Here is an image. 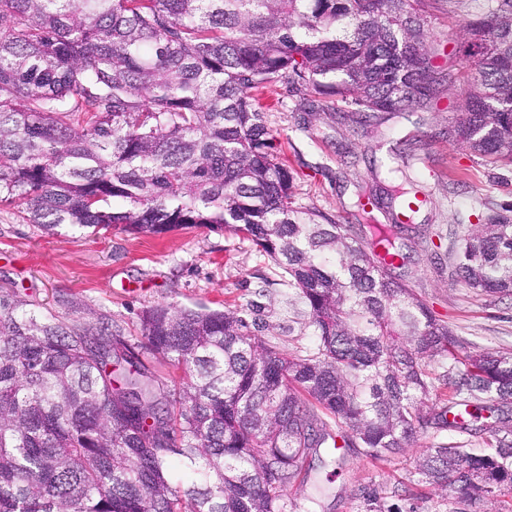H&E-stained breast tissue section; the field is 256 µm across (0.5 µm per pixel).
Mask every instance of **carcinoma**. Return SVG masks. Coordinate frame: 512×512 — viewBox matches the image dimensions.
I'll return each mask as SVG.
<instances>
[{"mask_svg":"<svg viewBox=\"0 0 512 512\" xmlns=\"http://www.w3.org/2000/svg\"><path fill=\"white\" fill-rule=\"evenodd\" d=\"M424 5L0 0V203L48 236L231 230L288 274L318 339L287 357L233 310L154 306L140 331L183 369L170 389L107 328L1 293L0 512H287L312 455L380 460L429 427L493 437L479 453L450 442L417 458L454 512L512 494V353L468 349L387 273L404 259L395 228L417 183L402 173L392 223L370 225L364 246L295 206L252 97L284 80L367 118L419 104L439 83ZM463 36L477 60L452 140L512 162V0ZM449 261L456 281L511 295L512 221L474 225ZM437 381L448 405L429 414ZM176 456L185 486L168 476Z\"/></svg>","mask_w":512,"mask_h":512,"instance_id":"1","label":"carcinoma"}]
</instances>
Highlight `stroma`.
<instances>
[{
    "instance_id": "stroma-1",
    "label": "stroma",
    "mask_w": 512,
    "mask_h": 512,
    "mask_svg": "<svg viewBox=\"0 0 512 512\" xmlns=\"http://www.w3.org/2000/svg\"><path fill=\"white\" fill-rule=\"evenodd\" d=\"M426 29L435 70L461 74L474 67L461 31L482 19L491 0H429ZM466 82L439 85L413 109L364 121L334 98L309 101L286 82L259 92L257 102L293 174L297 206L352 226L359 240L373 224L389 223V194L400 182L394 167L414 157L411 176L429 197L401 233L403 266L393 277L408 284L465 341L512 353V295H487L448 278V248L470 226L500 214L512 219V164L460 149L448 137ZM37 302L66 324L108 325L129 344L141 345L140 318L153 306L235 310L251 335L287 356L316 345L298 289L242 235L186 227L161 235L119 228L98 234L47 236L25 223L17 207L0 204V292ZM488 434L433 429L412 448L387 460L344 448L336 464L318 466L315 479L330 480L334 497L324 512H370L381 505L448 512V498L415 472L422 449L449 441L486 447Z\"/></svg>"
}]
</instances>
